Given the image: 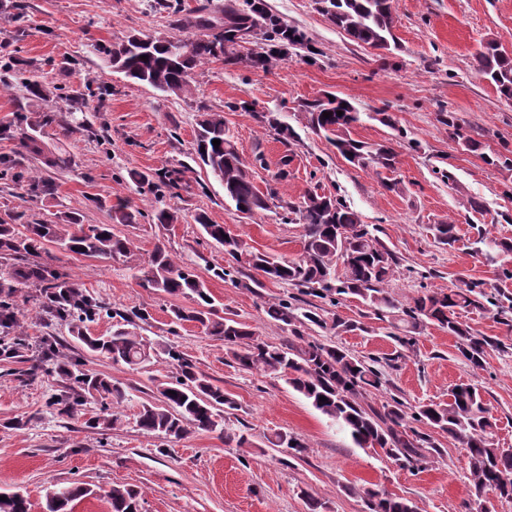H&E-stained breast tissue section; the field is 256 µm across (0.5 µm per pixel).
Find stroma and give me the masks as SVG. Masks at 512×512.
I'll use <instances>...</instances> for the list:
<instances>
[{"mask_svg":"<svg viewBox=\"0 0 512 512\" xmlns=\"http://www.w3.org/2000/svg\"><path fill=\"white\" fill-rule=\"evenodd\" d=\"M266 2L306 34L308 48L289 49L285 60L266 71L220 61L206 64L194 75V94L184 98L132 83L105 62L104 51L113 43L133 34L169 31L170 17L150 10L149 0H0V79L9 84L0 94V122L14 121L28 109L26 84L34 79L49 90L51 105L66 90L81 93L102 85L109 90L105 102L87 100L79 115L82 127L63 123L46 130V147L69 159L66 168L50 173L53 195L26 202L19 185L0 181V214L24 210L52 220L77 210L85 223L106 224L116 199L140 207L144 216L139 224L114 226L133 240L130 256L89 258L51 243L49 261L111 306L144 312V336L176 347L223 387L237 403L226 422L248 439L239 448L226 444L223 434L194 431L165 446L143 433L137 415L156 396L157 385L168 380L172 368L166 358L143 369L112 364L74 339L68 322L39 311L37 288L19 289L12 300L24 331L0 328V493H23L31 512H42L48 487L71 482L95 490L74 512H109L103 492L114 485L139 490L143 512H308L309 495L326 502L329 512H365L369 489L407 497L421 512H472L467 459L451 438L434 434L438 451L422 469L393 467L357 448L283 380L240 369L223 340L190 322L171 325L172 298L143 287L138 275L155 247L165 245L205 280L227 316L246 322L263 341L284 343L288 331L267 318L263 305L294 295V287L271 282L254 287L248 267L239 283L215 278L211 270L224 265V249L202 233L193 217L206 212L212 223L243 235L254 250L292 258L302 247L301 228L288 222L285 206L300 204L317 191L346 201L398 253L402 268L392 287L400 300L425 290L460 288L471 280L494 286L495 267L471 244L481 228L512 240V167L485 164L479 153L453 138L439 115L455 113L465 133L486 151L512 153V100L500 98L471 68L473 55L487 39L512 47V0H396L401 48L387 56L350 41L317 11L315 0ZM326 91L348 98L364 112L353 130L355 138L392 141L403 193L386 191L371 171L352 166L306 128L301 103ZM205 111L223 113L239 152L260 161L258 187L275 188L281 202L242 215L225 201L223 186L196 169L185 174L187 190L170 200L180 223H153L151 194L130 175L155 178L189 163L197 121ZM377 112L393 113L396 128L374 120ZM261 113L290 124L295 141L280 143L273 130L259 123ZM287 155L292 158L288 164L283 161ZM283 168L288 171L284 179L278 176ZM445 170L452 179L442 178ZM470 197L483 204L482 212L463 207ZM449 217L459 227L460 240L445 248L435 243L429 226ZM316 305L325 320L339 317L359 328L337 334L315 327L310 338L334 341L365 360L397 350L387 323L374 319L358 301L334 306L320 299ZM461 318L500 339L504 350L489 351L483 367L476 369L460 355L455 336L434 326L423 328L409 357L383 366L387 383L374 398L393 396L415 408L447 401L455 384H478L496 420L498 442L512 448V325L478 310ZM13 348L18 357L7 358ZM67 359L125 388L126 400L113 408L120 419L117 428L87 427L100 409L90 397L68 414L52 408L54 399L74 390L54 371L55 362ZM18 419L24 427L12 428ZM279 432L307 443L301 458L281 462L268 443Z\"/></svg>","mask_w":512,"mask_h":512,"instance_id":"35a3bbf8","label":"stroma"}]
</instances>
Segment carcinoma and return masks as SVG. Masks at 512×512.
I'll use <instances>...</instances> for the list:
<instances>
[{"mask_svg": "<svg viewBox=\"0 0 512 512\" xmlns=\"http://www.w3.org/2000/svg\"><path fill=\"white\" fill-rule=\"evenodd\" d=\"M326 4L325 15L349 40L366 50L391 53L400 48L394 32L395 0H315ZM158 8L175 16L170 33L153 36L144 43L131 35L106 51L107 64L128 79L148 85L162 93L188 97L195 91L194 75L198 67L214 60L233 66L246 64L267 69L280 60L288 47L303 44L304 36L288 26L263 3V0H224L212 10L202 7L184 12L182 0H155ZM228 21L247 23L265 40L273 43L271 52H242L228 34L214 30ZM472 70L488 82L496 93L512 98V52L495 40H488L474 54ZM35 101L33 109L17 116V121L0 125V137L18 143L16 154L35 159L29 176L16 171L18 162L7 156L0 158V175L16 181L26 180V193L34 199L54 191L47 170L59 169L67 158L45 153L40 137L46 129L59 124L58 112L39 105L44 90L37 81L28 82ZM342 115H337V112ZM306 127L324 137L350 164L372 170L380 176L396 170L397 154L387 142L369 144L352 137L361 122L360 113L343 97L327 92L303 104ZM330 117H323V113ZM441 122L451 134L462 140L471 151L481 149V142L465 135L452 112L440 113ZM220 140L219 147L212 141ZM193 161L206 174L224 187V198L233 202L237 211L255 214L270 208L274 191L262 192L255 183V164L239 151L226 127L224 114L204 112L200 115L193 144ZM185 167H174L164 173L161 185L146 176L136 180L149 186L154 194L156 223L170 226L180 221L177 209L169 206L166 194L187 188ZM293 221L302 230L303 247L296 258H278L255 252L240 235L222 224H212L205 213L194 216L203 233L224 247V255L237 263L244 262L260 275L253 283L263 281L287 283L308 295L327 299L338 305L357 299L373 312L375 319L388 321L395 329L393 339L408 350L415 344V334L434 325L458 339V350L474 368H481L488 350L501 348L498 340L482 336L459 320V313L482 310L502 315L512 311V294L496 289L486 293L481 282H470L464 288L446 292L424 293L404 303L392 288L399 257L362 222L360 214L341 199L316 191L299 205L288 206ZM112 223L85 224L75 211L64 213L56 223L40 221L24 211H6L0 217V266L8 268L0 277V288L12 289L29 283L40 289L41 311L60 320L75 322L72 333L91 352L110 360L143 368L159 352L146 336L132 330L135 320H146L136 312L129 314L110 309L99 298L86 293L69 277L51 267L43 257L46 245L93 258L126 257L133 251V241L112 231L114 224H136L141 212L123 199L110 207ZM437 244L453 247L457 242V224L453 221L431 225ZM477 251L485 261L496 266L497 279L512 281V266L498 263L499 255L512 253V241L493 237L480 229L475 240ZM143 285L173 298H185L191 307H170L171 323L198 324L205 333L224 340V349L245 370L261 371L282 378L302 394L311 405L339 428L347 432L354 444L375 454H383L400 469H420L427 463V453L438 451L431 435L421 428L441 432L455 440L466 451L471 482V496L481 501L490 495L512 499V448H502L494 438L496 423L480 387L461 383L450 393L445 404L429 403L409 412L395 397L378 403L369 400L383 386L382 372L346 349L305 336L303 328L315 325L353 331L358 325L340 319L327 324L318 313L297 302L275 298L266 302L265 313L280 323L293 336L287 345H273L259 340L256 333L241 321L222 314L206 283L194 271L180 264L165 246L155 248L148 265L143 267ZM106 313L117 320L112 332L92 336L83 328ZM22 331L23 325L14 312L10 297L0 299V326ZM176 365V376L157 385L155 401L145 403L136 425L147 434L163 441L180 440L192 430L224 433L226 442L241 448L247 437L226 427L224 413L237 407L224 389L210 382L195 365L173 347L163 349ZM57 374L77 385L84 394L118 404L126 397L125 389L105 375H92L67 362L56 367ZM324 396L327 401H319ZM420 427H415V424ZM88 427L114 429L119 424L107 406L87 420ZM278 451L299 458L306 443L288 432H279L272 441ZM93 494L81 483L53 485L45 494L43 512H73L75 502ZM112 512H141L140 491L126 486H113L104 491ZM366 512H415V503L384 490L365 491ZM31 504L20 493L0 500V512H30Z\"/></svg>", "mask_w": 512, "mask_h": 512, "instance_id": "cac0c4a2", "label": "carcinoma"}]
</instances>
